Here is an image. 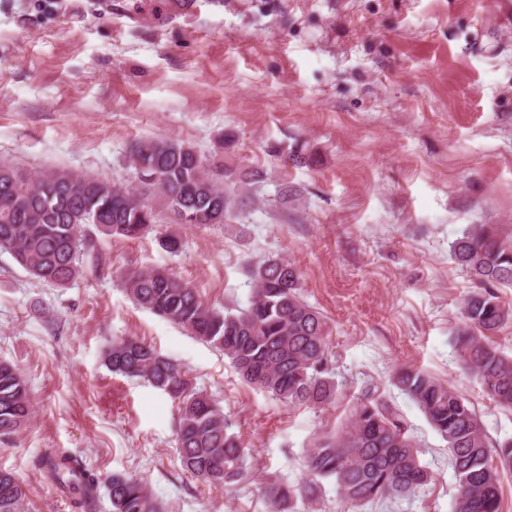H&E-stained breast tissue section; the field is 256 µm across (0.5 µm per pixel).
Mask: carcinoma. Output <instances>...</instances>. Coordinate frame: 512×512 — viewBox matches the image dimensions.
Segmentation results:
<instances>
[{
    "instance_id": "cac0c4a2",
    "label": "carcinoma",
    "mask_w": 512,
    "mask_h": 512,
    "mask_svg": "<svg viewBox=\"0 0 512 512\" xmlns=\"http://www.w3.org/2000/svg\"><path fill=\"white\" fill-rule=\"evenodd\" d=\"M271 153L295 167L315 161L304 144L287 151L273 146ZM139 164L160 179H141ZM127 166L138 178L134 185L64 169L33 176L0 164V251L35 279L64 285L79 275L80 252L90 247L84 226L136 239L160 219L155 198L175 224H230L255 204L268 179L261 166L208 158L172 138L133 144ZM450 254L481 285L464 302V323L455 336L458 355L492 403L512 412V356L492 341L512 323V307L493 291L512 286V236L496 224H471L451 242ZM247 276L251 295L247 306L236 310L207 304L196 288L165 268L133 271L125 284L137 305L223 351L246 383L288 406L321 410L337 403L341 391L330 370V326L303 300L295 265L271 257L248 265ZM104 362L112 373L140 378L178 400L177 448L184 471L224 488L245 480L247 448L215 399L194 389L179 364L133 338L112 341ZM393 384L446 442L457 487L454 512H500L502 476L512 471V439L492 445L466 400L422 370L401 369ZM32 412L26 379L16 366L0 361V435L21 430ZM304 464L300 485L264 482L270 512H292L297 498L314 508L324 480L335 483L352 512H362L375 501L409 499L431 479L400 414L369 397L349 406L344 426L305 450ZM35 467L71 500L73 512H94L102 488L112 512H161L142 480L124 474L103 478L66 449H44ZM28 506L23 483L0 470V512H28Z\"/></svg>"
}]
</instances>
